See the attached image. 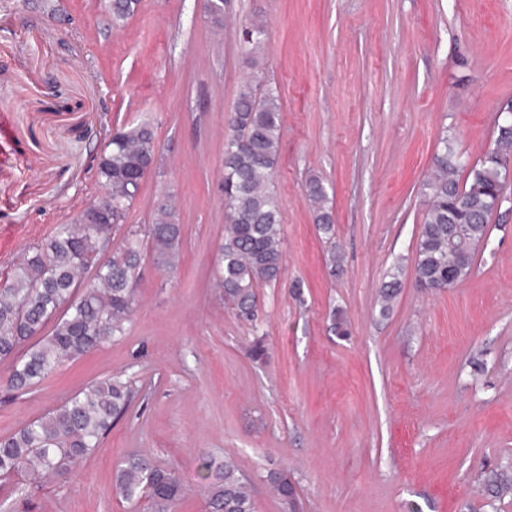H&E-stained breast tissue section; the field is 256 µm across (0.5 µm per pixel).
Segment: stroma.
Returning a JSON list of instances; mask_svg holds the SVG:
<instances>
[{
    "label": "stroma",
    "instance_id": "1",
    "mask_svg": "<svg viewBox=\"0 0 512 512\" xmlns=\"http://www.w3.org/2000/svg\"><path fill=\"white\" fill-rule=\"evenodd\" d=\"M110 0L55 15L0 0V282L21 252L94 201L93 159L113 126L150 118L157 153L130 224L171 201L181 258L145 261L124 336L27 395L0 388V436L91 381L139 396L72 477L0 485L5 512H148L112 488L116 462L177 464L174 512H206V453L233 457L256 512H289L265 477L288 470L302 512H512L484 475L512 462V186L471 274L425 292L413 278L440 138L478 158L512 100V0H141L122 26ZM263 20L260 60L282 102L275 179L286 264L239 322L214 280L224 235L226 118L253 73L242 28ZM63 101V110L49 105ZM320 176L334 240L305 185ZM344 269L332 272L329 250ZM401 289L388 313V272ZM342 311L344 336L332 329ZM260 354H253L255 345Z\"/></svg>",
    "mask_w": 512,
    "mask_h": 512
}]
</instances>
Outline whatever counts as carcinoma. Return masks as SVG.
I'll return each mask as SVG.
<instances>
[{"instance_id": "carcinoma-1", "label": "carcinoma", "mask_w": 512, "mask_h": 512, "mask_svg": "<svg viewBox=\"0 0 512 512\" xmlns=\"http://www.w3.org/2000/svg\"><path fill=\"white\" fill-rule=\"evenodd\" d=\"M138 4L112 0L113 25L124 23ZM266 35L260 21L243 32V53L254 66ZM281 112L277 89L268 86L259 96L245 83L229 117L232 134L224 142L221 191L228 224L218 247L215 280L240 321L256 320V288L280 280L285 265L281 206L274 190ZM156 151L150 120L117 128L105 141L96 169L98 182L109 192V215L88 209L57 225L27 249L0 287V361L13 362L5 380L9 392L30 391L65 363L124 334L138 304L137 283L146 258L165 270L177 265L182 225L170 204L155 207L152 223L121 230L139 196L140 173L154 163ZM511 165L509 129L496 127L492 146L472 163L453 152L448 138H441L423 184L428 207L417 239L414 277L432 287L447 283L450 270L458 283L469 275L477 249L490 235L494 203L504 196ZM307 198L318 229L334 238L328 193L320 178L308 181ZM120 230V242H108L109 234ZM400 286L395 276L381 285V313L390 310ZM137 394L117 377L93 381L46 414L0 436V480L21 474L39 485L69 475L100 447ZM201 467L215 473L204 486L206 512H254L252 489L236 460L208 455ZM268 483L281 499L297 500L288 473H274ZM113 486L127 501L147 500L152 512H172L187 494L177 467L160 466L138 454L115 465ZM484 488L492 499L512 495V467L492 472Z\"/></svg>"}]
</instances>
